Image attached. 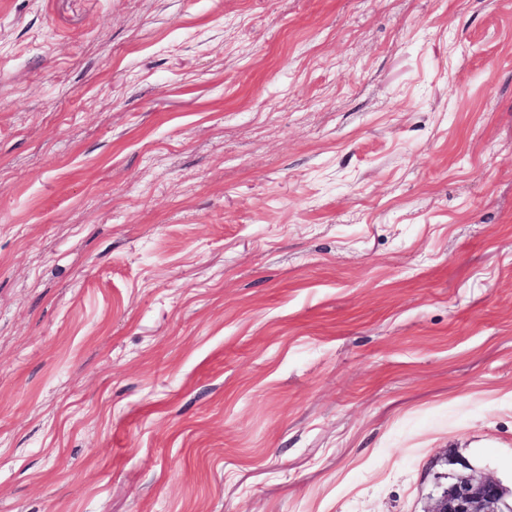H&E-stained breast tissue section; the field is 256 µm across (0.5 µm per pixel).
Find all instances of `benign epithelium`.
<instances>
[{
    "instance_id": "1",
    "label": "benign epithelium",
    "mask_w": 512,
    "mask_h": 512,
    "mask_svg": "<svg viewBox=\"0 0 512 512\" xmlns=\"http://www.w3.org/2000/svg\"><path fill=\"white\" fill-rule=\"evenodd\" d=\"M427 512H512V491L492 479L460 475Z\"/></svg>"
}]
</instances>
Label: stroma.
<instances>
[{
  "label": "stroma",
  "instance_id": "1",
  "mask_svg": "<svg viewBox=\"0 0 512 512\" xmlns=\"http://www.w3.org/2000/svg\"><path fill=\"white\" fill-rule=\"evenodd\" d=\"M512 487V0H0V512H427ZM512 489L472 474L459 475L427 512H511Z\"/></svg>",
  "mask_w": 512,
  "mask_h": 512
}]
</instances>
